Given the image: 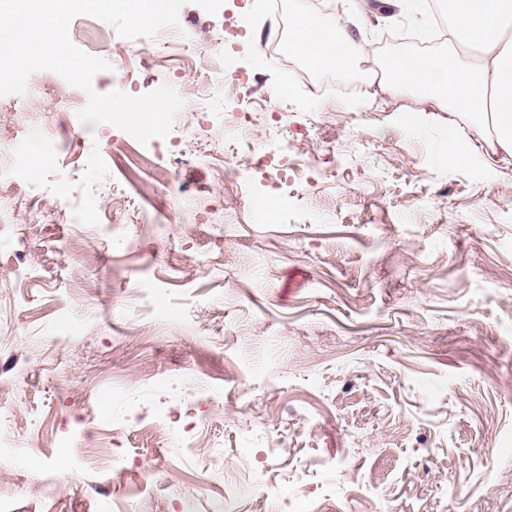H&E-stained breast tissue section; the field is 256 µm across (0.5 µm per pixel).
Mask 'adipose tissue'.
<instances>
[{"label": "adipose tissue", "instance_id": "obj_1", "mask_svg": "<svg viewBox=\"0 0 512 512\" xmlns=\"http://www.w3.org/2000/svg\"><path fill=\"white\" fill-rule=\"evenodd\" d=\"M452 28L462 52L474 53L471 65L422 54H397L381 89L390 94L404 90L448 113L452 132L446 144L449 160H467L473 148L469 138L456 133L459 117L472 119L498 151L512 157V0H448ZM316 22L298 10L290 49L317 65L347 70L349 51L356 38L343 25L326 27L320 40L310 36Z\"/></svg>", "mask_w": 512, "mask_h": 512}]
</instances>
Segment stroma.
Masks as SVG:
<instances>
[{"mask_svg": "<svg viewBox=\"0 0 512 512\" xmlns=\"http://www.w3.org/2000/svg\"><path fill=\"white\" fill-rule=\"evenodd\" d=\"M271 3L71 21L97 92L182 98L148 144L57 74L0 97L7 512H512V157L440 159L412 92L319 93L447 55L426 18L320 13L380 52L308 79Z\"/></svg>", "mask_w": 512, "mask_h": 512, "instance_id": "obj_1", "label": "stroma"}]
</instances>
